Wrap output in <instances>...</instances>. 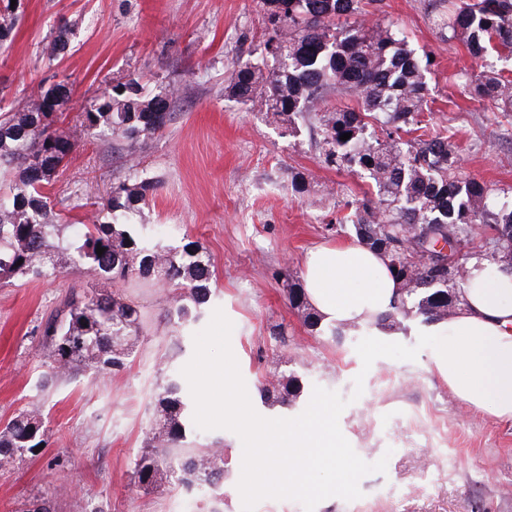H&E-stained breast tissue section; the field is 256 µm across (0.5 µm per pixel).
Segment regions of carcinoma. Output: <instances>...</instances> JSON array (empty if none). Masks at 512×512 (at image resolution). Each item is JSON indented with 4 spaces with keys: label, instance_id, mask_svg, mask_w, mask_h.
Instances as JSON below:
<instances>
[{
    "label": "carcinoma",
    "instance_id": "1",
    "mask_svg": "<svg viewBox=\"0 0 512 512\" xmlns=\"http://www.w3.org/2000/svg\"><path fill=\"white\" fill-rule=\"evenodd\" d=\"M267 38L261 53L280 51L278 70L264 72V60L236 63L226 91L252 111L277 116L286 131L313 115L321 131L324 165L366 176L376 196L346 204L338 224H351L365 245L383 252L401 281L395 311L378 320L389 329L407 318L428 324L446 318L459 302L464 280L458 267L470 258L475 226L490 224L497 232L491 265L512 269V203L492 210L488 187L456 175L454 134L420 125L427 104L425 76L429 62L419 58L393 25L362 20L363 0H260ZM434 20L448 40H458L469 55L485 60L512 56V0H429ZM349 20L336 25L340 18ZM470 92L498 112H512V79L484 72L470 76ZM334 93L346 103L326 107ZM169 95L149 96L139 78L129 76L110 91L79 108L74 130L53 128L52 117L73 108L72 95L52 101L46 92L24 112L0 113V283L17 277L37 279L56 272L55 254L69 252L93 276L123 286L134 278L153 279L175 287L167 310L170 323L182 326L203 315L212 291L211 259L193 241L167 247L127 229L153 185L112 184L106 215L90 224L53 222L46 192L58 168L79 142L110 136L134 151L160 132L172 112H155ZM350 134L346 141L340 139ZM414 135L407 140L405 136ZM448 246V267L435 268ZM104 249L99 255L96 249ZM291 308L305 312L316 330L319 319L306 311L303 289L288 285ZM139 308L116 292L91 289L71 297L41 329L55 373L76 376L94 370L99 376L125 366L139 336ZM301 385L284 377L262 388L263 397L287 405ZM186 402L180 381L171 377L156 394L155 424L162 446L148 445L137 457L133 481L149 491L165 490L180 475L191 490L224 485L228 456L215 448H183ZM41 414L31 411L0 429V468L13 463L22 448L45 442Z\"/></svg>",
    "mask_w": 512,
    "mask_h": 512
}]
</instances>
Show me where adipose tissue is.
<instances>
[{
    "label": "adipose tissue",
    "mask_w": 512,
    "mask_h": 512,
    "mask_svg": "<svg viewBox=\"0 0 512 512\" xmlns=\"http://www.w3.org/2000/svg\"><path fill=\"white\" fill-rule=\"evenodd\" d=\"M302 281L320 323L332 326L375 324L401 294L387 257L357 243L308 251ZM433 333V359L449 390L467 406L512 419V274L470 259L460 304Z\"/></svg>",
    "instance_id": "adipose-tissue-1"
}]
</instances>
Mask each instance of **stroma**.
<instances>
[{
  "label": "stroma",
  "instance_id": "1",
  "mask_svg": "<svg viewBox=\"0 0 512 512\" xmlns=\"http://www.w3.org/2000/svg\"><path fill=\"white\" fill-rule=\"evenodd\" d=\"M21 3L12 39L0 46L5 110L25 111L40 85L60 81L78 106L129 73L141 76L148 94L173 96L172 120L135 156L109 138L80 144L49 186L60 222L87 223L114 182H152L136 221L162 244L194 241L210 256V306L234 324L231 348L257 413L293 418L314 387L336 391L349 400L339 427L355 453L368 463L386 459L385 472L360 480V498L330 497L315 512H512L511 419L465 406L435 368L431 348H418L412 361L381 357L362 367L356 345L363 338L418 347L429 325L412 318L388 333L367 325L334 335L310 330L288 304L287 284L300 281L304 254L355 241L353 226L336 223V213L374 187L322 163L314 119L288 135L276 117L228 96L234 63L263 47L258 0ZM364 9L367 21L394 24L417 55L432 57L422 124L455 132L460 175L511 202L512 112L482 105L449 77L487 65L512 69V60L472 59L441 36L427 0H364ZM64 22L72 26L69 46L55 57L52 42ZM56 261L58 275L0 285V428L36 408L48 437L39 452L0 470V512H22L33 500L52 512H209L212 494L202 487L128 491L134 459L151 436L154 394L190 361L207 319L170 325L173 287L132 280L119 293L145 320L124 369L103 382L89 371L54 377L38 325L69 294L112 287L67 254ZM277 328L283 339H274ZM281 376L298 379L300 396L287 405L265 402L262 384Z\"/></svg>",
  "mask_w": 512,
  "mask_h": 512
}]
</instances>
